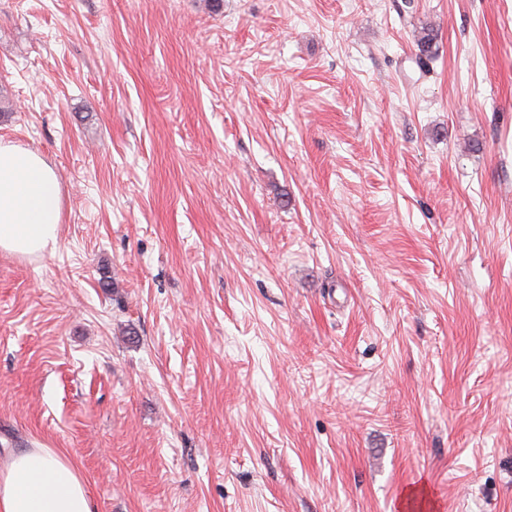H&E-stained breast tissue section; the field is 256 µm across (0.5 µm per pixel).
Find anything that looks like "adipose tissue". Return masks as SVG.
Returning <instances> with one entry per match:
<instances>
[{
	"mask_svg": "<svg viewBox=\"0 0 512 512\" xmlns=\"http://www.w3.org/2000/svg\"><path fill=\"white\" fill-rule=\"evenodd\" d=\"M60 180L36 151L0 141V251L41 257L58 241ZM86 482L52 449L14 454L0 469V512H93Z\"/></svg>",
	"mask_w": 512,
	"mask_h": 512,
	"instance_id": "ef3b65f1",
	"label": "adipose tissue"
}]
</instances>
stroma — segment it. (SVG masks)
Segmentation results:
<instances>
[{
	"label": "stroma",
	"mask_w": 512,
	"mask_h": 512,
	"mask_svg": "<svg viewBox=\"0 0 512 512\" xmlns=\"http://www.w3.org/2000/svg\"><path fill=\"white\" fill-rule=\"evenodd\" d=\"M0 139L64 200L0 251V465L95 512H512V0H0ZM86 482L52 449L14 454L0 469L1 512H94Z\"/></svg>",
	"instance_id": "35a3bbf8"
}]
</instances>
